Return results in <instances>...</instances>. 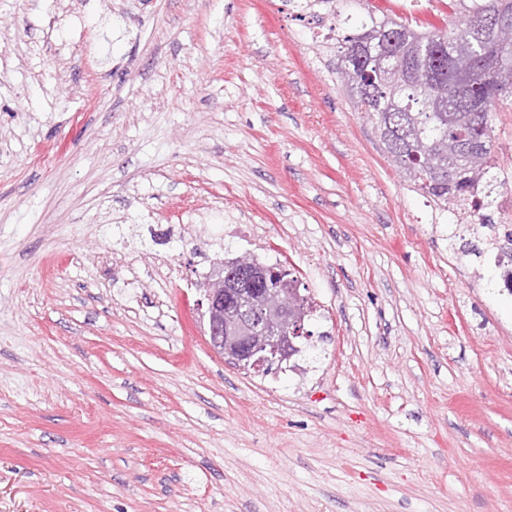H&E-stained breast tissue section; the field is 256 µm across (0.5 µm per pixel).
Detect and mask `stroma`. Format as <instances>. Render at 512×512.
<instances>
[{
  "label": "stroma",
  "instance_id": "obj_1",
  "mask_svg": "<svg viewBox=\"0 0 512 512\" xmlns=\"http://www.w3.org/2000/svg\"><path fill=\"white\" fill-rule=\"evenodd\" d=\"M471 5L0 0V512H512V182L458 220L337 75L352 18ZM243 255L314 306L268 374L200 305Z\"/></svg>",
  "mask_w": 512,
  "mask_h": 512
}]
</instances>
